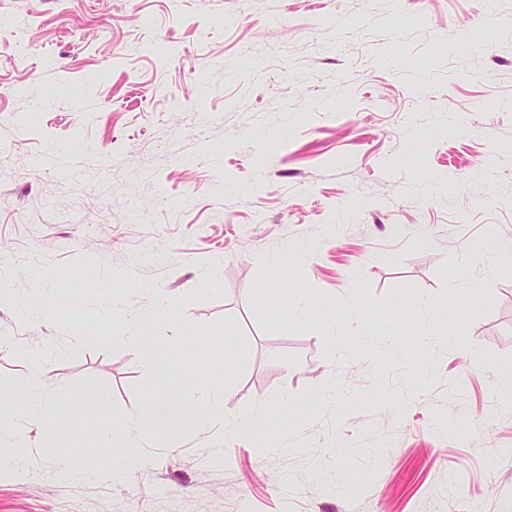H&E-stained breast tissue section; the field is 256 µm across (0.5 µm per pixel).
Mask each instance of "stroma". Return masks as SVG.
<instances>
[{"mask_svg": "<svg viewBox=\"0 0 512 512\" xmlns=\"http://www.w3.org/2000/svg\"><path fill=\"white\" fill-rule=\"evenodd\" d=\"M1 44L0 400L39 351L77 402L0 512H512V0H0ZM258 401L297 449L225 438ZM170 307L171 305L166 299L158 297L155 300L153 309L141 321L138 331L129 336H122L121 340L125 343L139 346L142 350L148 349L147 344L141 339L142 333L151 326L169 321ZM181 407L178 401L160 395L152 398L142 409L140 414L131 422H126L121 429L112 430V438H117L126 444L130 453L125 462L127 472L138 469L143 463L140 453V440L149 430L161 431L163 427L176 420L180 415Z\"/></svg>", "mask_w": 512, "mask_h": 512, "instance_id": "obj_1", "label": "stroma"}]
</instances>
